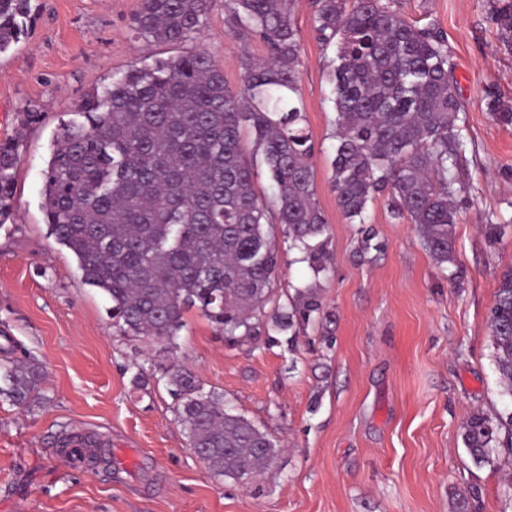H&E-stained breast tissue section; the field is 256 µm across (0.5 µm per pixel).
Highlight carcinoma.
I'll return each instance as SVG.
<instances>
[{
	"mask_svg": "<svg viewBox=\"0 0 512 512\" xmlns=\"http://www.w3.org/2000/svg\"><path fill=\"white\" fill-rule=\"evenodd\" d=\"M29 3L0 0V53L19 42ZM225 9L231 32L259 38L266 50L245 57L240 91L225 85L204 51L136 63L88 94L81 120L61 125L53 141L42 203L50 234L74 254L84 282L108 297L127 335L170 344L192 308L233 343L260 335L265 323L289 332L325 316L316 282L267 309L281 267L270 211L314 279L331 269L304 125L295 0H226ZM205 13L206 0H143L134 29L180 44L200 33ZM495 21L512 49V0H497ZM312 23L335 48L331 182L339 208L364 224L369 203L386 194L392 218L415 225L433 260L455 264L456 169L466 142L447 43L382 0H312ZM258 157L271 181L267 199L254 188ZM15 166L16 146L1 142L0 222L10 216ZM488 326L512 399V268L500 278ZM162 379L179 401L190 446L208 451L214 475L268 469L276 444L224 394L204 391L185 367ZM44 380L34 357L0 364V396L14 405L40 398ZM462 441L478 468L511 457L512 410L470 411ZM478 498L474 489L456 494L452 512H478Z\"/></svg>",
	"mask_w": 512,
	"mask_h": 512,
	"instance_id": "1",
	"label": "carcinoma"
}]
</instances>
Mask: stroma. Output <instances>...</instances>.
I'll list each match as a JSON object with an SVG mask.
<instances>
[{
  "mask_svg": "<svg viewBox=\"0 0 512 512\" xmlns=\"http://www.w3.org/2000/svg\"><path fill=\"white\" fill-rule=\"evenodd\" d=\"M407 21L446 38L467 148L453 228L461 279L430 257L414 224L386 197L366 221L381 251L362 253L356 224L331 183L333 50L318 41L309 0H297L301 92L315 143L316 200L327 220L332 270L322 278L330 337L292 347L284 333L235 345L197 310L175 346L127 336L111 303L85 284L74 255L48 233L43 171L61 123L86 94L138 61L208 52L232 90L262 43L230 33L225 0H207L201 33L179 45L137 37L142 0H31L28 29L0 54V141L16 139L12 214L0 224V363L31 355L45 368L37 403L0 398V512H451L454 493L481 490L482 512H512V465L476 467L461 440L466 412L508 403L494 364L488 311L512 267V51L493 18L496 0H389ZM506 231L489 243L483 225ZM277 299L312 273L281 224ZM189 368L205 389L280 446L269 470L243 485L213 476L187 443L160 377ZM93 436L106 458L86 465L62 439Z\"/></svg>",
  "mask_w": 512,
  "mask_h": 512,
  "instance_id": "1",
  "label": "stroma"
}]
</instances>
